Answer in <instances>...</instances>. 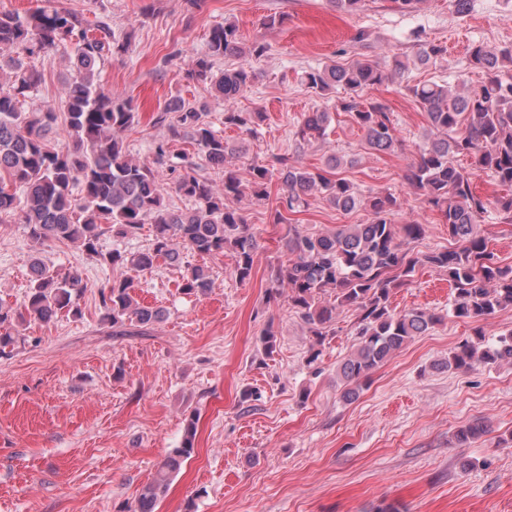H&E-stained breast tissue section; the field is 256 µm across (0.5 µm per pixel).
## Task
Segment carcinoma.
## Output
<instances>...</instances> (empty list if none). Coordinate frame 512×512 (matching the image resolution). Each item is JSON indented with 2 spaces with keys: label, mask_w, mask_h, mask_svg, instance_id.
Returning <instances> with one entry per match:
<instances>
[{
  "label": "carcinoma",
  "mask_w": 512,
  "mask_h": 512,
  "mask_svg": "<svg viewBox=\"0 0 512 512\" xmlns=\"http://www.w3.org/2000/svg\"><path fill=\"white\" fill-rule=\"evenodd\" d=\"M92 30L83 16L66 9H37L23 16L0 13V67L11 70L8 85L0 86V218L19 216L32 241L71 242L91 257L135 271L151 270L160 260L176 262L184 254L203 257L228 248L235 254L236 278L245 281L253 271L257 242L234 202L247 192L264 199L273 176H278L282 209L275 212L274 223L288 225L286 247L292 258L274 269L266 293L275 298L288 291L292 308L315 336V348L307 358L310 366L319 359L318 346L328 336L336 310L359 311L358 346L340 366L345 398L359 394L369 374L408 341L444 322L445 316L431 311L397 314L390 309L391 291L408 282L416 268L429 266L448 275L453 294L449 314L456 318L477 322L512 307V266L501 264L488 248L487 238L474 232L477 219L491 209L500 223L512 224V46L470 49L472 64L485 74L479 84L464 83L453 89L430 82L409 87L425 114L430 138L418 148V159L404 178L420 192L425 205L438 212L453 240L448 249L418 256L402 247L397 231L408 241L416 240L425 234L424 225L411 223L396 229L390 219L396 199L360 195L351 181L336 173L344 164L340 156L331 155L325 168L310 170L296 164L288 152L274 154L268 162H252L249 182L243 184L237 171L226 165L227 159L243 153V147L229 144L213 129L201 104L171 102L153 116V124L166 127L174 138L190 136L197 153L224 168L222 183L201 175L185 154L164 172L130 158L123 135L139 123L136 105L104 92L97 82L98 62L108 53L127 52L129 43L114 39L105 22L96 24L100 35ZM67 45L73 47L75 76L61 97L64 133L72 145L61 148L47 137L58 126L53 108L22 110V99L37 87L41 76L13 57L11 50L21 47L32 56ZM266 51L263 44L245 43L237 25H217L210 30L207 50L193 59L190 70L191 78L210 83L224 97V126L248 137L264 122L265 113L239 112L234 104L257 78L252 61ZM447 51L441 44L424 41L417 61L427 64ZM225 57L239 59L238 65L215 71V61ZM407 71L408 64L398 57L387 65L361 59L312 69L304 73L302 82L319 96L343 88L346 97L336 102V110L350 116L369 149L391 153L400 144L393 114L380 102L362 99V93L396 76L402 78ZM331 121L325 109L304 113L293 131L294 152L325 139ZM461 155L474 159L476 169L490 173L505 192L491 199L478 195L470 173L455 163ZM172 194L193 202V207L172 208L167 201ZM313 197L342 212L363 206L371 219L331 233H306L292 224V217L306 211ZM147 224L148 248L127 254L100 250L105 233L133 238ZM86 288L80 277L62 275L35 261L21 310L0 306V356L18 342L17 322L29 318L47 323L63 313L82 317L79 300ZM132 288L131 279L124 277L99 291L114 327L146 326L160 317V310L133 297ZM179 289L186 295L207 294L211 289L208 268L186 265ZM327 291L334 293V299L323 304L319 294ZM501 362L512 363V331L489 343L477 329L450 350L446 366L467 370ZM487 433L488 425L475 421L460 427L454 439L463 445ZM195 437L191 420L182 446L159 464L128 512H154L172 477L191 458Z\"/></svg>",
  "instance_id": "carcinoma-1"
}]
</instances>
